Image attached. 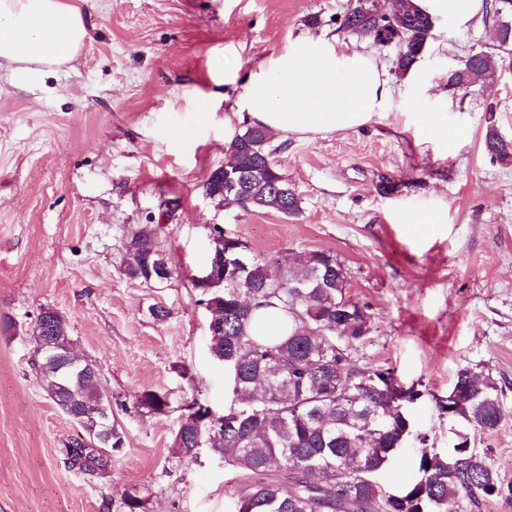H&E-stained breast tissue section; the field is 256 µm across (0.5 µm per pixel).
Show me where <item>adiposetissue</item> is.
Here are the masks:
<instances>
[{
  "label": "adipose tissue",
  "instance_id": "1",
  "mask_svg": "<svg viewBox=\"0 0 512 512\" xmlns=\"http://www.w3.org/2000/svg\"><path fill=\"white\" fill-rule=\"evenodd\" d=\"M435 17L464 27L484 0H416ZM88 37L82 13L67 0H0V61L21 84L40 82L44 69L70 61ZM390 81L376 60L336 38L304 35L258 63L236 100L250 122L300 136L352 130L387 111Z\"/></svg>",
  "mask_w": 512,
  "mask_h": 512
}]
</instances>
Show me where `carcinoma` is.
Returning a JSON list of instances; mask_svg holds the SVG:
<instances>
[{
    "label": "carcinoma",
    "mask_w": 512,
    "mask_h": 512,
    "mask_svg": "<svg viewBox=\"0 0 512 512\" xmlns=\"http://www.w3.org/2000/svg\"><path fill=\"white\" fill-rule=\"evenodd\" d=\"M485 18L496 27L499 47H512V0H489ZM338 28L371 39L394 27L399 31L395 73L408 75L434 37L435 17L414 0H399V15L390 19L361 0L336 19ZM492 54L468 53L462 71L447 77L450 90L466 89L473 76H494ZM275 134L253 126L228 146L236 168L247 173L237 193L220 190L224 171L215 169L203 191L215 194L226 207H252L295 216L301 199L274 161ZM484 146L496 161L512 164V143L487 127ZM156 228L141 224L127 241L122 265L125 275L148 282L145 254L151 263L168 264L155 245ZM297 275H276L268 264L251 258L224 277V286L206 294L203 303L219 317V335L210 336L212 356L224 365L232 399L224 416L202 431L196 427L201 402L184 406L185 418L176 433L182 457L194 460L203 445L224 463L252 477L249 492L240 497L235 512H447L452 502L459 512H475L493 496L512 497V483H504L485 453L468 445V436L489 432L501 421V387L489 373L473 367L457 372L452 402L453 425L448 448L428 446L416 431L408 406L414 394L401 389L393 372L360 368L352 351L368 331L367 312L344 297L347 269L331 252L312 251L302 257ZM273 308L288 318L275 336L259 342L252 336L254 311ZM51 336L69 332L66 319L46 309ZM46 396L67 416L80 423L83 439L64 444L63 453L83 473L98 472V456L87 451L92 442V418L112 415L94 363L68 370L56 359L36 357L32 362ZM136 404L154 413H166L169 397L145 391ZM414 437L420 445L418 477L396 495L379 480ZM275 469L279 479L266 477Z\"/></svg>",
    "instance_id": "obj_1"
}]
</instances>
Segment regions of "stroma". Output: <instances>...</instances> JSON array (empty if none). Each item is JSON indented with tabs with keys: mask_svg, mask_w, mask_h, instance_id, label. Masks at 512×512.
I'll return each instance as SVG.
<instances>
[{
	"mask_svg": "<svg viewBox=\"0 0 512 512\" xmlns=\"http://www.w3.org/2000/svg\"><path fill=\"white\" fill-rule=\"evenodd\" d=\"M350 5L94 0L83 48L40 84L18 86L0 67V321L10 323L0 328V512H122L127 493L147 512H233L249 476L209 448L188 460L175 445L182 405L196 398L220 412L231 401L194 284L213 224L269 264L336 254L347 299L370 316L354 360L421 391L412 418L437 450L448 446L443 405L458 370L496 378L501 422L477 447L512 482V165L483 145L491 124L512 138V65L467 95L449 93L448 70L469 50L500 49L485 18L464 28L440 18L414 71L396 76L395 48L337 32ZM311 16L319 25L308 27ZM311 30L390 73L389 111L353 130L276 134L299 215L207 199L250 72ZM140 224L157 229L173 269L164 284L123 272ZM155 305L164 320L151 316ZM45 308L65 317L75 353L94 362L125 433L103 473L73 469L61 452L81 429L32 368ZM147 390L168 394L171 411L137 407Z\"/></svg>",
	"mask_w": 512,
	"mask_h": 512,
	"instance_id": "1",
	"label": "stroma"
}]
</instances>
